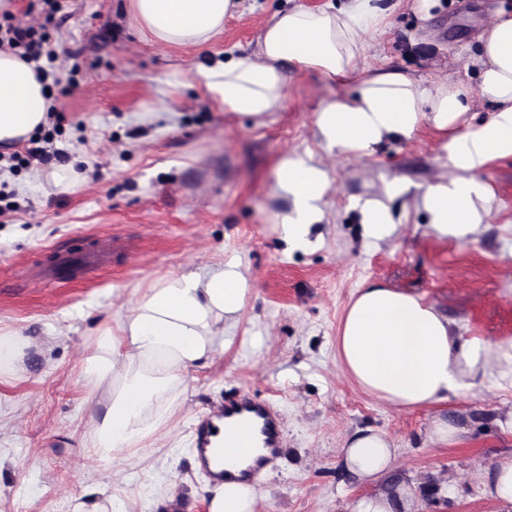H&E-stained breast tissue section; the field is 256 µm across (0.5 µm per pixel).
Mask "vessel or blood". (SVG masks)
<instances>
[{
  "instance_id": "obj_1",
  "label": "vessel or blood",
  "mask_w": 512,
  "mask_h": 512,
  "mask_svg": "<svg viewBox=\"0 0 512 512\" xmlns=\"http://www.w3.org/2000/svg\"><path fill=\"white\" fill-rule=\"evenodd\" d=\"M241 419L248 420L258 430L267 454L258 458L254 466L249 467L241 474L231 467L210 470V477L214 481L231 482L239 480L243 476L251 480L255 479L265 469L269 458L275 457L281 451L283 435L278 412L270 404L256 401L249 393L244 392L226 400L221 411L209 414L198 422L195 448L196 458L201 468L210 469V461L217 452L213 437L217 433L220 423L232 424Z\"/></svg>"
}]
</instances>
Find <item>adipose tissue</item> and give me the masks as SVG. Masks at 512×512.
Here are the masks:
<instances>
[{
  "instance_id": "obj_1",
  "label": "adipose tissue",
  "mask_w": 512,
  "mask_h": 512,
  "mask_svg": "<svg viewBox=\"0 0 512 512\" xmlns=\"http://www.w3.org/2000/svg\"><path fill=\"white\" fill-rule=\"evenodd\" d=\"M241 0H130L132 18L148 41L178 47L208 45ZM394 5L387 0H326L320 7L294 4L274 13L253 50L200 67L208 97L225 111L263 123L280 109L292 74L309 71L342 92L323 99L315 113V136L337 154H372L386 142L405 143L429 126L450 171L416 198L432 233L462 244L474 240L495 196L483 174L491 163L512 157V0H501L490 26L468 61L476 85L441 76L425 80L383 64L359 70L367 34H386ZM487 115L471 123L474 101ZM46 83L33 65L0 51V147L29 140L47 122ZM331 187L328 170L290 155L278 164L275 193L285 209L278 216L289 249L311 246L324 219ZM403 180L377 196L357 201L367 243L394 237L392 203L409 193ZM250 282L239 263H220L208 274L185 271L141 293L131 313L102 330L85 364L88 383L102 390L106 410L91 434L99 460L129 457L151 447L168 427L187 373L223 351L225 324L235 322ZM336 355L361 391L400 411L429 408L467 396L492 373L512 374V341L460 336L433 303L373 280L357 288L336 336ZM398 448L386 433L354 431L339 451L348 476L372 486L356 512H402L413 492L391 478ZM252 483L215 485L209 512H254Z\"/></svg>"
}]
</instances>
